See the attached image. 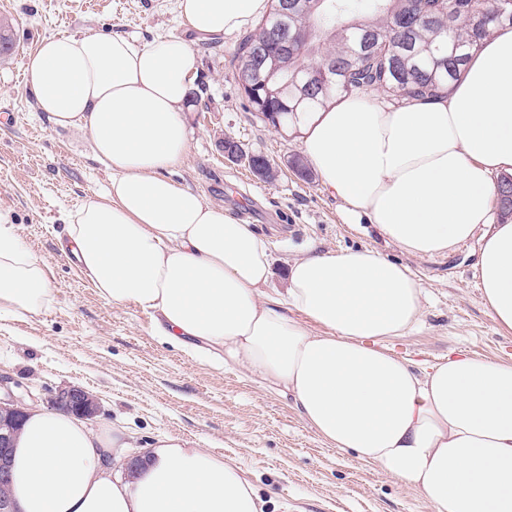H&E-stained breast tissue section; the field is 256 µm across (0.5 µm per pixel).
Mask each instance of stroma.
<instances>
[{
	"label": "stroma",
	"instance_id": "35a3bbf8",
	"mask_svg": "<svg viewBox=\"0 0 512 512\" xmlns=\"http://www.w3.org/2000/svg\"><path fill=\"white\" fill-rule=\"evenodd\" d=\"M0 21L10 24L15 41L14 52L0 56V214L43 259L50 285L40 310L0 318V373L41 406L61 387L84 388L99 404L90 427H125L136 447L168 436L223 455L256 486L263 512H432L377 466L318 437L291 398L167 342L153 311L99 296L76 259L61 252L58 236L66 215L86 196L104 192L110 174L91 157L89 130L53 127L37 112L26 85L27 58L57 34H118L140 45L159 34L188 41L201 102L184 109L189 147L173 179L268 238L273 288H285L289 262L310 246L336 252L375 246L399 258L427 291L424 323L385 346L419 365L462 350L512 362V333L498 328L478 286V241L416 258L385 246L369 224L345 223L340 201L318 176L304 180L283 168L284 158L300 155L298 138L249 112L229 65L241 33L195 34L177 0H0ZM227 135L281 164L278 176L265 183L225 161Z\"/></svg>",
	"mask_w": 512,
	"mask_h": 512
}]
</instances>
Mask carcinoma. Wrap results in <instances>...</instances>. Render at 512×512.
I'll list each match as a JSON object with an SVG mask.
<instances>
[{
    "instance_id": "cac0c4a2",
    "label": "carcinoma",
    "mask_w": 512,
    "mask_h": 512,
    "mask_svg": "<svg viewBox=\"0 0 512 512\" xmlns=\"http://www.w3.org/2000/svg\"><path fill=\"white\" fill-rule=\"evenodd\" d=\"M288 28L293 51L269 60L242 92L254 112L278 113L281 127L335 96L382 91L437 97L463 77L472 52L492 31L512 25V0H300L279 20L275 8L241 45V59L266 43L275 23ZM333 64L331 80L304 87L308 71Z\"/></svg>"
}]
</instances>
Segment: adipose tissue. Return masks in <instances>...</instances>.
Returning <instances> with one entry per match:
<instances>
[{"label":"adipose tissue","instance_id":"adipose-tissue-1","mask_svg":"<svg viewBox=\"0 0 512 512\" xmlns=\"http://www.w3.org/2000/svg\"><path fill=\"white\" fill-rule=\"evenodd\" d=\"M199 35L234 33L269 0H179ZM27 86L62 129L92 134L112 174L106 194L69 215L72 252L101 296L159 315V335L222 351L292 397L310 428L414 490L433 512H512V363L448 355L422 367L386 339L422 322L426 290L378 249L309 248L267 291L270 243L252 225L170 178L188 149L182 116L194 74L189 44L160 35L43 39ZM309 166L342 203L408 255H444L480 238L475 263L498 327L512 332V222L493 213V175L512 174V26L496 28L461 81L432 101L383 106L341 95L297 113ZM44 263L0 215V313L41 309ZM117 429L34 410L14 444L10 494L19 512H261L243 470L206 448L157 438L135 475Z\"/></svg>","mask_w":512,"mask_h":512}]
</instances>
